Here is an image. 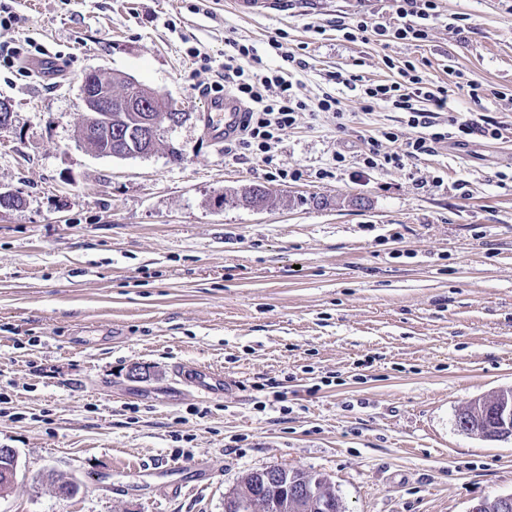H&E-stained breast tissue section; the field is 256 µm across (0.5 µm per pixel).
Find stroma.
Here are the masks:
<instances>
[{
  "label": "stroma",
  "instance_id": "1",
  "mask_svg": "<svg viewBox=\"0 0 512 512\" xmlns=\"http://www.w3.org/2000/svg\"><path fill=\"white\" fill-rule=\"evenodd\" d=\"M13 7L0 43L31 38L55 61H0V189L17 198L0 208V447L18 456L0 512H224L269 466L327 477L347 512H469L512 493V439L456 425L512 387V138L355 176L369 137L406 119L359 98L391 79L389 58L481 82L451 112L512 124V0H438L420 47L336 31L387 0H290L270 18L233 0ZM278 36L293 62L270 54ZM236 42L308 105L267 157L225 154L199 119ZM91 71L133 77L185 120L148 156L81 148ZM327 95L343 118L317 110ZM248 186L273 189L267 207L223 204ZM198 362L235 390L207 401L178 385L174 365ZM189 459L210 478L171 492L168 467Z\"/></svg>",
  "mask_w": 512,
  "mask_h": 512
}]
</instances>
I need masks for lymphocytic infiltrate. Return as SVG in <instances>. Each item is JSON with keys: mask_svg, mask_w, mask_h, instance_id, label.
<instances>
[{"mask_svg": "<svg viewBox=\"0 0 512 512\" xmlns=\"http://www.w3.org/2000/svg\"><path fill=\"white\" fill-rule=\"evenodd\" d=\"M391 9L397 17L396 25L363 19L350 29L349 38L371 33L420 46L427 41L430 29L441 19L437 0H391ZM240 55L251 58V68L237 65L236 58ZM386 65L395 70V78L385 83L365 85L361 90L363 107L370 110L381 104L392 105L407 113L408 129L404 132L389 129L382 131L380 137L369 138L365 169L400 164L405 154L414 158L430 154L435 144L447 140L461 142L473 135L502 140L512 131L500 122L482 117L474 119L452 115L447 122H440L439 112L448 104L449 87L442 85L428 71L419 69L412 61L398 64L390 59ZM209 90L213 93L229 90L239 99L249 102L239 143L245 147L256 146L264 154L269 153L279 132L293 126L297 114L308 108L292 81L267 69L257 51L243 45L239 46L237 55L225 59L223 72L218 73ZM421 100L430 102V109L418 108L417 103ZM385 140L402 142L404 153L381 152L380 145Z\"/></svg>", "mask_w": 512, "mask_h": 512, "instance_id": "f902f5d3", "label": "lymphocytic infiltrate"}]
</instances>
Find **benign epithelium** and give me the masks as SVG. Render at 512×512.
<instances>
[{
	"mask_svg": "<svg viewBox=\"0 0 512 512\" xmlns=\"http://www.w3.org/2000/svg\"><path fill=\"white\" fill-rule=\"evenodd\" d=\"M79 96L83 106V122L77 128L79 144L99 156L128 157L144 156L154 151L163 130L160 118L154 108L158 107L170 126L182 121L183 113L174 104L160 99V104L150 101L131 102L123 94L112 89V78H105L97 72H90L81 80ZM131 112L133 117L127 125L113 124L112 112ZM502 406L498 411L499 425L494 432H482L472 421L481 417L482 409L469 412V418L458 423L459 428L471 435L487 440L512 438V388L499 393ZM262 489L283 502L286 512H305L318 502L328 509L332 501L327 493L333 492L332 482L323 476L312 481L293 482L288 480V469L271 466L247 480L245 488L225 496L224 512H242L252 489ZM469 512H512V494L497 496L489 501H479Z\"/></svg>",
	"mask_w": 512,
	"mask_h": 512,
	"instance_id": "7a95c632",
	"label": "benign epithelium"
}]
</instances>
